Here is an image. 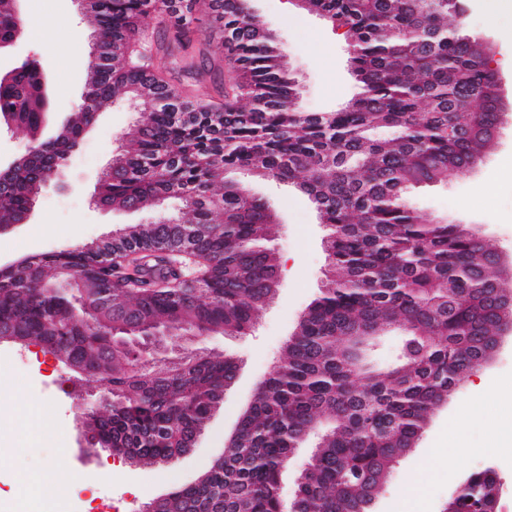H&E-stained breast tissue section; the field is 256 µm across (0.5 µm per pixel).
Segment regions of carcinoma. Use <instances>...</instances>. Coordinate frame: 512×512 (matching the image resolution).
I'll use <instances>...</instances> for the list:
<instances>
[{"mask_svg": "<svg viewBox=\"0 0 512 512\" xmlns=\"http://www.w3.org/2000/svg\"><path fill=\"white\" fill-rule=\"evenodd\" d=\"M307 7L344 29L350 46L360 91L335 112L297 111V82L249 0H88L85 97L56 139L0 183L7 226L101 107L129 91L144 106L98 202L149 210L177 197L181 212L0 270V333L81 365L72 384L96 398L91 426L113 455L143 466L181 454L238 372L231 357L182 346L180 332L244 336L277 292L280 260L265 246L275 216L230 174L296 187L328 228L321 295L257 385L236 441L198 482L170 492L162 512H284V470L310 438L289 512H370L393 464L501 330L497 249L406 203L410 188L469 171L502 123L487 49L448 27L460 0ZM183 10L214 26L194 41L176 22L163 43L140 25L149 13L166 22ZM15 27L12 0H0V38ZM217 40L228 90L214 98L176 88L169 59L190 72ZM34 79L33 68H20L0 102L16 103ZM381 128L397 134L375 137ZM394 329L398 342L382 365L378 348ZM471 479L480 493L464 491L455 512H484L481 493L501 485L492 467Z\"/></svg>", "mask_w": 512, "mask_h": 512, "instance_id": "cac0c4a2", "label": "carcinoma"}]
</instances>
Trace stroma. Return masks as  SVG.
I'll return each instance as SVG.
<instances>
[{
	"label": "stroma",
	"mask_w": 512,
	"mask_h": 512,
	"mask_svg": "<svg viewBox=\"0 0 512 512\" xmlns=\"http://www.w3.org/2000/svg\"><path fill=\"white\" fill-rule=\"evenodd\" d=\"M462 22L468 33L487 44L491 67L501 79L505 121L492 149L466 175L447 183L422 186L408 196L425 217L467 224L512 255V70L500 67L504 51L481 0H462ZM267 28L281 42L288 65L298 82L297 108L302 112H332L358 92L349 66V46L342 29L319 14L302 9L297 0H252ZM24 10L41 22L26 33L10 54L0 56V70L34 59L53 77L54 109L61 116L75 112L87 82L90 25L78 0H24ZM140 119L128 97L120 96L102 109L64 168L63 178L51 182L38 196L34 217L20 231L0 235V256L19 258L54 252L67 246L110 237L129 224L154 220L151 212L110 210L93 202L102 172L117 152L122 136ZM250 193L262 197L278 218L273 246L280 256L279 291L264 309L255 327L244 336L213 335L194 340L209 352L234 356L238 376L224 394V403L208 422L196 446L168 464L133 467L113 463L103 471L105 450L79 446V417L83 395L69 373L48 354L11 343L0 344V410L13 413L14 401L52 403V414L42 418L31 446H21L17 431L0 437V512H24L8 496L16 471L34 470L52 460L72 482L67 491L70 512H84L88 499L106 506V512H141L144 504L194 480L224 452L240 411L250 402L257 384L271 371L307 306L319 296L325 280L323 241L327 229L307 197L294 187L241 175ZM486 382L496 390L494 402L483 403L475 387ZM467 417H460V408ZM512 422V335L490 362L466 378L455 393L431 415L414 448L402 455L377 496L373 512H441L449 495L465 476L491 466L504 484L501 512H512V452L494 450L491 428ZM67 431L66 445L57 435ZM464 436L469 453L453 452L457 436ZM99 478L86 488L85 474Z\"/></svg>",
	"instance_id": "35a3bbf8"
}]
</instances>
